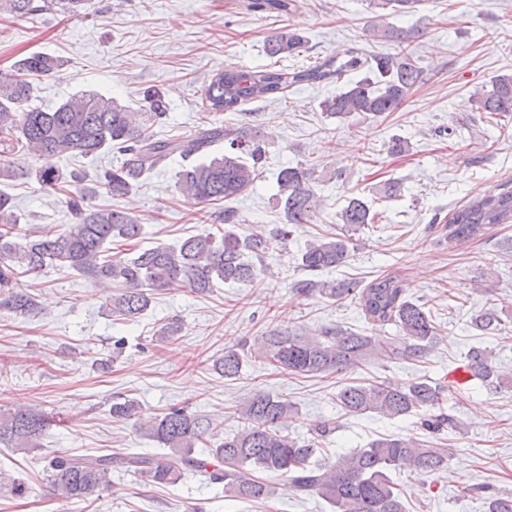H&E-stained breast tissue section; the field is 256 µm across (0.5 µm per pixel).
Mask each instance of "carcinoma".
Wrapping results in <instances>:
<instances>
[{"label": "carcinoma", "instance_id": "cac0c4a2", "mask_svg": "<svg viewBox=\"0 0 512 512\" xmlns=\"http://www.w3.org/2000/svg\"><path fill=\"white\" fill-rule=\"evenodd\" d=\"M88 0H0V10L14 19H30L57 9L78 13ZM304 32L284 29L266 44L271 57L293 56L306 48ZM366 69L365 76L347 82L319 107L330 118L353 114L380 116L397 111L416 84L422 70L412 54L402 48L395 54L365 58L356 51L331 56L306 69H227L211 78L205 90L207 109L231 111L244 102L265 99L293 85H315L333 77ZM61 69L58 58L31 54L18 60L13 72L0 77V182L19 176L33 178L45 190L67 184V207L74 222L62 229H24L13 197L0 190V311L34 317L37 299L19 287L22 274L39 273L48 267L73 271L87 281L115 288L109 297L110 315L133 321L150 306V291L182 284L197 295H206L218 284L253 281L266 271L264 259L271 240L263 234H240L232 225L241 223L229 202L253 184L266 155L265 135L246 127L211 124L185 139H159L152 126L166 116L165 93L153 88L144 95V107L135 110L112 97L93 92L70 96L52 108L31 106L36 81ZM476 111L512 117V75H499L491 89L479 86L473 93ZM115 151L120 165L89 180L78 173L64 174L47 166L53 157L78 152L83 156ZM179 155L183 166L176 173V188L204 204L226 203L221 217L227 225L221 235L203 231L184 238L176 246L157 245L135 251L130 258H110L109 245L137 246L143 233L139 215L129 209L96 208L92 199L99 190L127 197L144 176ZM37 158L44 167L23 166L20 158ZM315 170L298 164L282 168L276 177L277 206L284 224L275 238L286 243L298 224L311 223L319 200L313 189ZM368 204L352 197L339 213L343 233L309 243L301 254L300 268L308 277L295 281L300 292L333 301L355 298L367 320L375 325L393 324L400 336L383 341L342 329L329 328L317 336L291 330L271 331L259 346L262 355L277 369L302 375L342 373L360 367L371 357L382 361L425 359L437 340V329L424 306L403 297L400 280L384 275L365 286L357 281H329L318 275L343 266L351 254L353 236L375 223ZM512 223V181L499 192L476 197L452 213L448 238L464 241L477 236L489 224ZM501 319L491 311L472 319L473 328L484 333L498 330ZM472 377L494 389L512 388V376L497 370L491 355L472 348L466 356ZM226 379L239 377L242 359L236 349L224 350L213 364ZM445 388L425 380L392 384L349 385L337 394L340 407L350 414L377 413L388 418L423 413V429L437 433L460 424L441 408ZM294 406L279 396L258 391L245 399L236 413L243 428L220 443L208 444L217 427L213 419L172 407L138 429L167 453H113L53 458L48 463L53 493L75 503H91L112 485V471L122 469L151 486L173 485L186 475L204 477L224 485V494L247 502L267 501L276 486L255 475L261 470L281 477L297 494L316 495L332 512H405L403 498L389 476L396 469L435 473L448 467L449 448L423 443L413 436H388L375 440L329 466L314 465V444L331 432L323 421L310 440L285 434L282 423ZM138 403L132 398L112 401V417L132 420ZM53 426L51 413L37 407L0 411V446L17 451L41 447ZM208 448L207 454L195 448ZM487 512H512V495L486 497Z\"/></svg>", "mask_w": 512, "mask_h": 512}]
</instances>
